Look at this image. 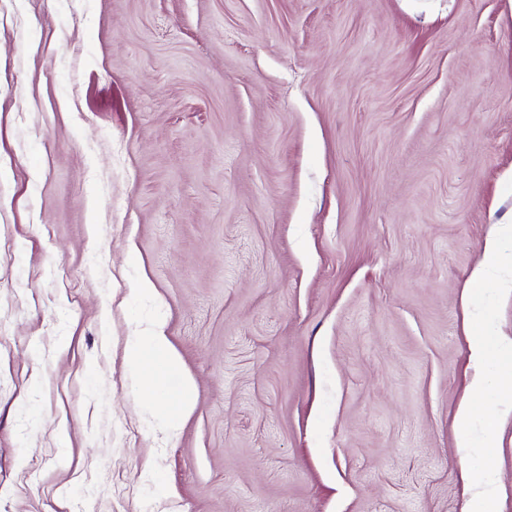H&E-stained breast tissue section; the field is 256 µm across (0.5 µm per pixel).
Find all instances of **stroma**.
I'll list each match as a JSON object with an SVG mask.
<instances>
[{
  "instance_id": "35a3bbf8",
  "label": "stroma",
  "mask_w": 512,
  "mask_h": 512,
  "mask_svg": "<svg viewBox=\"0 0 512 512\" xmlns=\"http://www.w3.org/2000/svg\"><path fill=\"white\" fill-rule=\"evenodd\" d=\"M511 172L512 0H0V512H512ZM512 235V227L500 226L486 238L483 257L479 265L472 272V279L482 281L490 270H502L505 264H510L507 270L503 269L500 279V290L505 294L512 293L511 262L508 261L502 251L501 240ZM146 350L152 351L162 359L157 368L151 370L147 368ZM128 364L140 389L151 393L161 388L164 375L176 365V358L169 349L161 324H157L147 336H139L136 339L128 354ZM470 350L471 358L477 365L483 364L491 354L510 357L512 355V337L495 336L483 332L472 336ZM512 413V370L503 373L498 381L497 412L490 418L491 434L496 420L501 416H509Z\"/></svg>"
}]
</instances>
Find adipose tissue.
I'll use <instances>...</instances> for the list:
<instances>
[{"label": "adipose tissue", "mask_w": 512, "mask_h": 512, "mask_svg": "<svg viewBox=\"0 0 512 512\" xmlns=\"http://www.w3.org/2000/svg\"><path fill=\"white\" fill-rule=\"evenodd\" d=\"M510 235L511 226L498 227L489 234L482 260L472 273L473 280L481 281L489 271H501L500 289L506 294L512 292V274L503 270L506 258L501 240ZM128 364L140 389L151 393L161 388L164 375L176 365V358L169 349L162 326H155L148 335L136 339L128 354Z\"/></svg>", "instance_id": "obj_1"}]
</instances>
